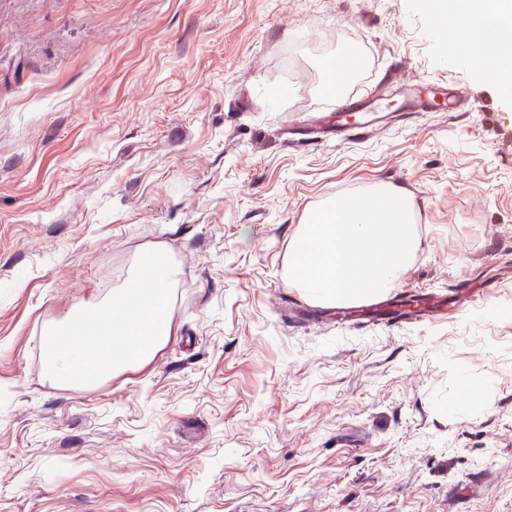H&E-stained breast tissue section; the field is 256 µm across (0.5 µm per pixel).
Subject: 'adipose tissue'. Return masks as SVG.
I'll list each match as a JSON object with an SVG mask.
<instances>
[{"mask_svg": "<svg viewBox=\"0 0 512 512\" xmlns=\"http://www.w3.org/2000/svg\"><path fill=\"white\" fill-rule=\"evenodd\" d=\"M428 13L436 31L448 32L456 17H467L469 41L483 57L484 78L512 98V0H429Z\"/></svg>", "mask_w": 512, "mask_h": 512, "instance_id": "obj_1", "label": "adipose tissue"}]
</instances>
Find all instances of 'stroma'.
<instances>
[{
  "mask_svg": "<svg viewBox=\"0 0 512 512\" xmlns=\"http://www.w3.org/2000/svg\"><path fill=\"white\" fill-rule=\"evenodd\" d=\"M350 44L384 102L471 106L305 140ZM382 183L419 209L396 289L483 302L340 329L289 285L297 225ZM153 243L167 344L47 378L48 325ZM0 512H512V100L425 0H0ZM469 91L447 86H430L426 88L415 84L410 94L408 110L410 112H460L471 101Z\"/></svg>",
  "mask_w": 512,
  "mask_h": 512,
  "instance_id": "stroma-1",
  "label": "stroma"
}]
</instances>
